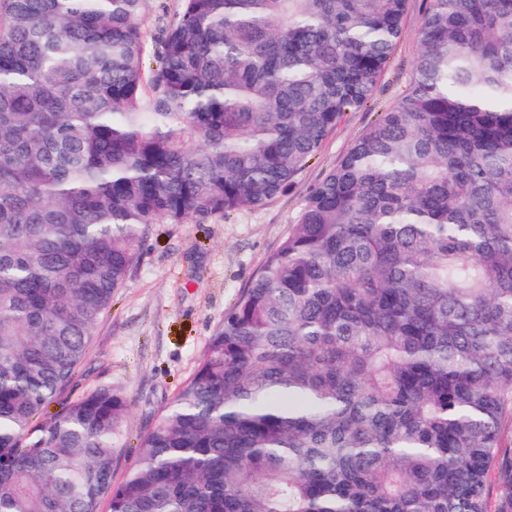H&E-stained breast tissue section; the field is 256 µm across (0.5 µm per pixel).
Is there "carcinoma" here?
<instances>
[{
  "label": "carcinoma",
  "mask_w": 512,
  "mask_h": 512,
  "mask_svg": "<svg viewBox=\"0 0 512 512\" xmlns=\"http://www.w3.org/2000/svg\"><path fill=\"white\" fill-rule=\"evenodd\" d=\"M147 2L0 0V512H512V0H428L121 482L119 391L40 420L150 226L287 191L408 0H180L151 70Z\"/></svg>",
  "instance_id": "obj_1"
}]
</instances>
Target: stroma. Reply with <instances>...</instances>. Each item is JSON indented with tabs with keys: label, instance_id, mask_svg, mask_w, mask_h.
<instances>
[{
	"label": "stroma",
	"instance_id": "stroma-1",
	"mask_svg": "<svg viewBox=\"0 0 512 512\" xmlns=\"http://www.w3.org/2000/svg\"><path fill=\"white\" fill-rule=\"evenodd\" d=\"M424 8V0H409L404 36L371 99L343 116L286 193L226 219L152 226L138 262L94 330L76 382L66 392L74 399L108 385L126 398L125 451L114 463L115 480L123 479L139 437L157 424L192 377L225 314L296 222L311 191L380 113L406 93Z\"/></svg>",
	"mask_w": 512,
	"mask_h": 512
}]
</instances>
